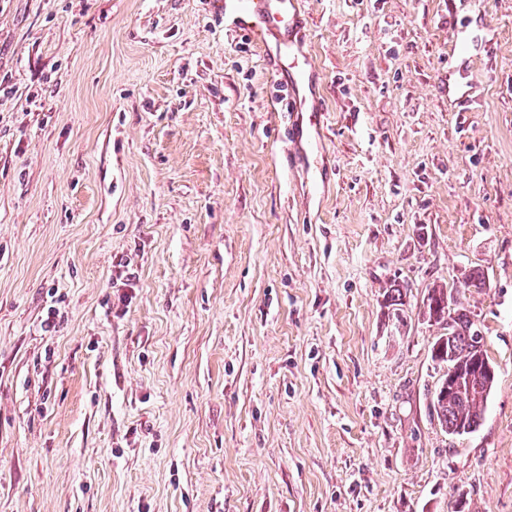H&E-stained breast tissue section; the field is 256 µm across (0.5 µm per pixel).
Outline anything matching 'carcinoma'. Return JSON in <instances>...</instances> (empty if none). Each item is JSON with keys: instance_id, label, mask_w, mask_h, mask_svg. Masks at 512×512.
I'll use <instances>...</instances> for the list:
<instances>
[{"instance_id": "cac0c4a2", "label": "carcinoma", "mask_w": 512, "mask_h": 512, "mask_svg": "<svg viewBox=\"0 0 512 512\" xmlns=\"http://www.w3.org/2000/svg\"><path fill=\"white\" fill-rule=\"evenodd\" d=\"M487 287L489 283L479 268L464 277L465 289ZM424 307L429 319L445 330L432 346V357L456 374L453 382L445 378L438 384L432 400L434 414L445 433L469 434L481 425L485 405L496 382V375L474 367L477 356H486L484 340H475L479 335L477 324L448 288L442 285L430 288Z\"/></svg>"}]
</instances>
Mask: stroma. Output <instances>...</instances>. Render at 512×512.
Listing matches in <instances>:
<instances>
[{"mask_svg":"<svg viewBox=\"0 0 512 512\" xmlns=\"http://www.w3.org/2000/svg\"><path fill=\"white\" fill-rule=\"evenodd\" d=\"M303 2L305 164L220 0H0V512H512V0ZM424 307L429 319L446 330L435 340L432 357L456 374V379L448 385L455 376H448L446 371L445 378L435 390L432 406L438 425L452 436L472 433L481 424L496 382L495 372L491 375L474 367L477 355L488 360L484 336L480 337L477 346L475 336L481 331L470 314L460 307L453 288L450 291L442 285L430 288Z\"/></svg>","mask_w":512,"mask_h":512,"instance_id":"obj_1","label":"stroma"}]
</instances>
